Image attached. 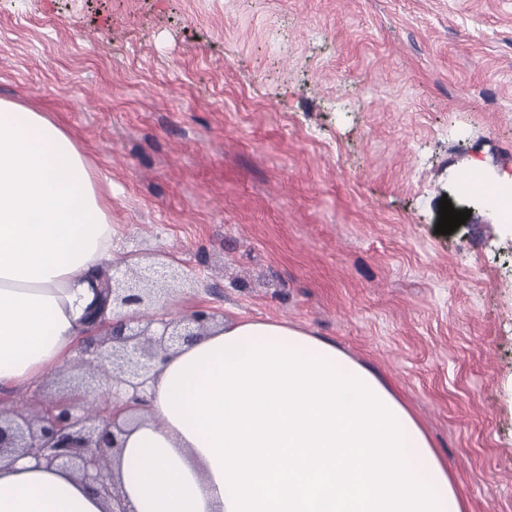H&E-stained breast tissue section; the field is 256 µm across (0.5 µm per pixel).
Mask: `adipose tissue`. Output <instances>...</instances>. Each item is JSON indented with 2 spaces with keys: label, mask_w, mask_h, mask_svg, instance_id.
<instances>
[{
  "label": "adipose tissue",
  "mask_w": 512,
  "mask_h": 512,
  "mask_svg": "<svg viewBox=\"0 0 512 512\" xmlns=\"http://www.w3.org/2000/svg\"><path fill=\"white\" fill-rule=\"evenodd\" d=\"M89 166L0 100V388L60 369L90 328L112 226ZM110 471L128 512H464L420 422L371 369L285 320L239 318L171 350ZM0 512H104L68 471L0 466Z\"/></svg>",
  "instance_id": "1"
}]
</instances>
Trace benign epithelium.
I'll return each mask as SVG.
<instances>
[{"instance_id":"obj_1","label":"benign epithelium","mask_w":512,"mask_h":512,"mask_svg":"<svg viewBox=\"0 0 512 512\" xmlns=\"http://www.w3.org/2000/svg\"><path fill=\"white\" fill-rule=\"evenodd\" d=\"M113 269L110 277L98 269L91 275L96 302L89 308L88 318L96 325L109 309L112 323L105 326L106 338L96 351H82L79 365L91 376L84 391L116 400L126 391L132 396L109 414H93L86 405L67 403H56L29 415L16 413L10 417L0 412V462L12 465L30 457L46 468L70 471L112 502L108 512H128L109 471V461L119 449L118 435L123 432L119 414L142 404L138 389L162 355L199 336L213 316L202 309L194 311L189 317L191 326L183 333L162 318L159 333L148 325L143 327L142 307L153 305L162 310L168 302L157 283L176 279L178 272L163 261L141 267L130 256L121 258Z\"/></svg>"}]
</instances>
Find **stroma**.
Returning <instances> with one entry per match:
<instances>
[{"mask_svg":"<svg viewBox=\"0 0 512 512\" xmlns=\"http://www.w3.org/2000/svg\"><path fill=\"white\" fill-rule=\"evenodd\" d=\"M0 99L89 162L113 258L180 270L169 320L334 342L420 420L465 512H512V226L483 202L512 174V0H0ZM444 198L471 210L448 235Z\"/></svg>","mask_w":512,"mask_h":512,"instance_id":"obj_1","label":"stroma"}]
</instances>
